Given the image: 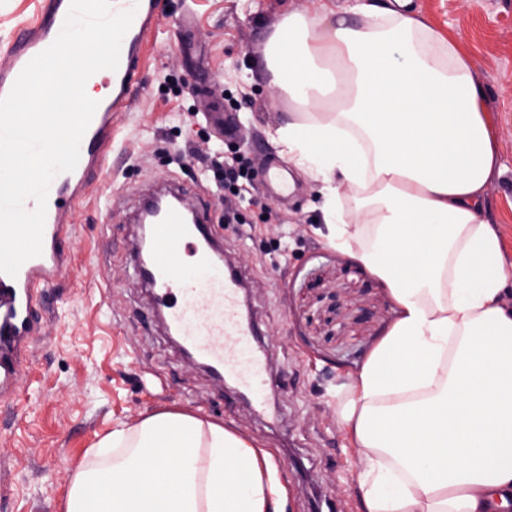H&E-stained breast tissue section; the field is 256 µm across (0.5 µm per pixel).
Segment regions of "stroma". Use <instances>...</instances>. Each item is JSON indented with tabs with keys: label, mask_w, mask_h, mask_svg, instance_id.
<instances>
[{
	"label": "stroma",
	"mask_w": 512,
	"mask_h": 512,
	"mask_svg": "<svg viewBox=\"0 0 512 512\" xmlns=\"http://www.w3.org/2000/svg\"><path fill=\"white\" fill-rule=\"evenodd\" d=\"M42 0H0V47ZM319 0H158L129 107L112 120L102 169L73 204L69 264L36 292L42 327L22 354L20 400L0 406V512H61L89 450L164 410L220 424L265 449L287 489L283 512H360L357 456L339 411L349 378L396 317L386 288L327 244L321 184L295 167L288 198L267 183L268 137L287 118L269 80L246 75L289 10ZM469 54L493 111L499 171L486 195L512 263V0H412ZM181 164H174L175 155ZM243 157L245 196L218 190L203 159ZM167 183L207 225L269 343L266 409L190 368L137 271L142 198Z\"/></svg>",
	"instance_id": "stroma-1"
}]
</instances>
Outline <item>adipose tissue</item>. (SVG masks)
I'll use <instances>...</instances> for the list:
<instances>
[{"label": "adipose tissue", "instance_id": "adipose-tissue-1", "mask_svg": "<svg viewBox=\"0 0 512 512\" xmlns=\"http://www.w3.org/2000/svg\"><path fill=\"white\" fill-rule=\"evenodd\" d=\"M411 3L368 0L358 25L330 21L324 2L285 14L260 60L288 102L270 137L321 182L329 245L397 307L341 412L363 466L361 512H505L512 267L484 216L499 168L492 119L467 54ZM284 496L263 449L162 411L100 440L62 512H280Z\"/></svg>", "mask_w": 512, "mask_h": 512}]
</instances>
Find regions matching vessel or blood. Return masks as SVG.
Wrapping results in <instances>:
<instances>
[{
    "mask_svg": "<svg viewBox=\"0 0 512 512\" xmlns=\"http://www.w3.org/2000/svg\"><path fill=\"white\" fill-rule=\"evenodd\" d=\"M69 6L70 0H45L41 14L9 43L8 63L0 67V98L8 95L28 62L56 40ZM112 9L133 11L134 18L122 39L117 69L102 70L90 78L101 89L98 107L80 142L76 168L58 174L50 184L42 253L25 261L16 276L0 273V402L17 398L20 353L38 332L35 291L52 285L67 266L62 242L69 211L112 143V115L130 104L142 48L157 23L155 0H112ZM203 234L198 225L187 223L179 208L163 212L150 227L148 285L184 345L217 374L235 379L255 402H262L269 386L268 371L252 348L254 329L241 314L238 282L214 262L201 241ZM187 245L193 248L195 262L192 272L185 274L180 267Z\"/></svg>",
    "mask_w": 512,
    "mask_h": 512,
    "instance_id": "1",
    "label": "vessel or blood"
}]
</instances>
